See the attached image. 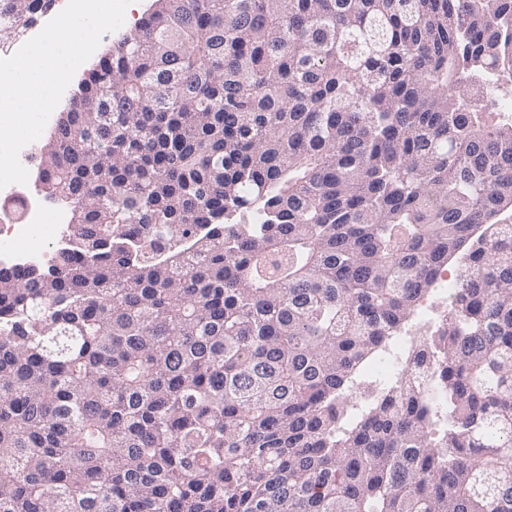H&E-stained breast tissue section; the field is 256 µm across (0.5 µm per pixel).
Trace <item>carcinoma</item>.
<instances>
[{
    "label": "carcinoma",
    "instance_id": "obj_1",
    "mask_svg": "<svg viewBox=\"0 0 512 512\" xmlns=\"http://www.w3.org/2000/svg\"><path fill=\"white\" fill-rule=\"evenodd\" d=\"M54 0H0V38ZM512 0H154L0 269V512H512ZM350 429L353 370L465 245ZM0 196V266L22 270L49 254L66 214L61 209L50 216L42 201L20 184L0 189Z\"/></svg>",
    "mask_w": 512,
    "mask_h": 512
}]
</instances>
